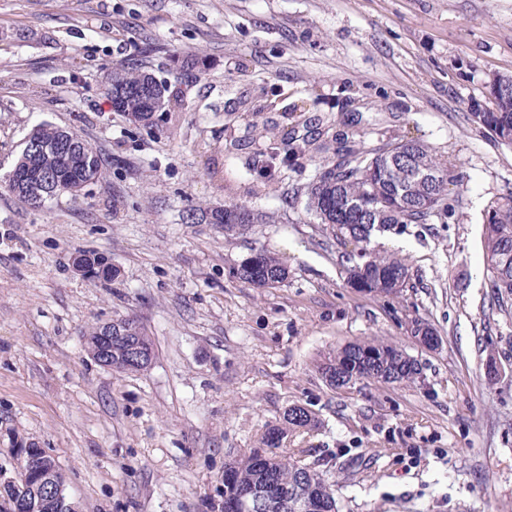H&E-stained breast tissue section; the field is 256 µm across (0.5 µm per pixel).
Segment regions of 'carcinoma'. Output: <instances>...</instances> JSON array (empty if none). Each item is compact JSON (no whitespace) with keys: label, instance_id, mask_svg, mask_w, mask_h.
I'll list each match as a JSON object with an SVG mask.
<instances>
[{"label":"carcinoma","instance_id":"obj_1","mask_svg":"<svg viewBox=\"0 0 512 512\" xmlns=\"http://www.w3.org/2000/svg\"><path fill=\"white\" fill-rule=\"evenodd\" d=\"M108 95L118 98L115 111L149 131L159 129L162 115L181 105L167 79L137 66H116ZM470 116L477 127L512 147V91L499 98L494 111ZM27 139L30 148L20 153L0 182L33 209L45 207L60 195L77 196L103 174L97 150L75 132L41 123ZM310 146V141L290 136L284 152H275L273 158L286 163L306 155ZM39 183L46 184L47 191L30 198L26 187ZM458 184L437 151L415 140L373 149L341 145L318 167L304 191V210L336 238L349 287L396 297L407 287L409 267L398 254L378 249L375 239L401 233L410 224H427L435 216H448L452 211L449 186ZM488 214L483 224L488 287L494 304L506 311L512 303V195L492 203ZM198 216L209 224L224 225L226 233L244 232L263 221L262 214L234 201L203 208ZM198 216L193 214L190 220ZM76 259L94 269L93 278H112L105 265L107 258L82 253ZM287 276L286 269L265 254L246 259L236 271L239 280L254 288H273ZM113 330L112 371L131 372L138 357L136 348L152 351L153 342L132 317L117 319ZM327 368L338 374L328 382L335 389L362 381L411 385L420 375L418 360L406 349L378 340H357L328 353L318 365L320 375ZM317 425L313 412L293 405L281 422L268 427L262 447L233 457L224 471L220 512H339L334 484L320 469L330 461L308 462L301 450L293 455L280 451L285 433L303 434ZM30 494L31 489L20 480L0 488V512H10L11 500Z\"/></svg>","mask_w":512,"mask_h":512}]
</instances>
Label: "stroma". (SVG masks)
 <instances>
[{"mask_svg":"<svg viewBox=\"0 0 512 512\" xmlns=\"http://www.w3.org/2000/svg\"><path fill=\"white\" fill-rule=\"evenodd\" d=\"M132 58L185 92L164 133L107 98ZM494 75L512 76V0H0V176L41 122L105 161L41 210L0 188V454L16 436L47 449L79 512H214L230 456L297 404L322 424L282 446L334 457L341 512H512V313L482 244L512 147L469 108ZM294 126L309 153L273 166ZM341 139L420 141L463 180L451 218L380 238L410 268L402 298L349 288L335 242L285 202ZM232 200L265 223L187 220ZM81 252L116 277L79 275ZM260 252L288 271L276 287L233 276ZM128 315L155 354L118 374L85 338ZM415 315L438 349L408 336ZM372 338L418 358L419 382L329 387L319 360Z\"/></svg>","mask_w":512,"mask_h":512,"instance_id":"obj_1","label":"stroma"}]
</instances>
